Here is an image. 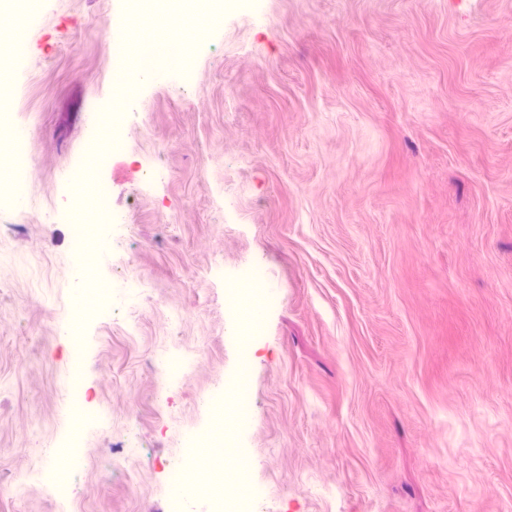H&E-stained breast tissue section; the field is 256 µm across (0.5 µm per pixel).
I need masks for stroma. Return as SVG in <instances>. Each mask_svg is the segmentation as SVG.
I'll return each mask as SVG.
<instances>
[{
  "instance_id": "obj_1",
  "label": "stroma",
  "mask_w": 512,
  "mask_h": 512,
  "mask_svg": "<svg viewBox=\"0 0 512 512\" xmlns=\"http://www.w3.org/2000/svg\"><path fill=\"white\" fill-rule=\"evenodd\" d=\"M223 2L97 170L99 274L145 284L85 329L97 422L61 508L17 480L66 431L69 174L115 101L123 4L34 0L10 108L30 200L0 208L27 265L0 266V512H174L184 437L241 370L253 512H512V0ZM255 271L276 295L243 344L226 285Z\"/></svg>"
}]
</instances>
